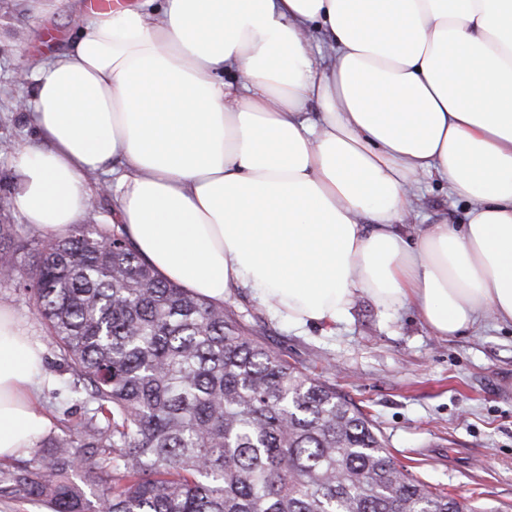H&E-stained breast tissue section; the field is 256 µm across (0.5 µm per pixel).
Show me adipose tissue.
Segmentation results:
<instances>
[{"label":"adipose tissue","mask_w":512,"mask_h":512,"mask_svg":"<svg viewBox=\"0 0 512 512\" xmlns=\"http://www.w3.org/2000/svg\"><path fill=\"white\" fill-rule=\"evenodd\" d=\"M76 24L17 52L39 142L10 205L38 235L79 223L116 162L137 250L209 301L244 287L299 331L361 296L441 337L512 325V0H139ZM429 180L466 223H413ZM41 364L1 305L0 458L50 427Z\"/></svg>","instance_id":"adipose-tissue-1"}]
</instances>
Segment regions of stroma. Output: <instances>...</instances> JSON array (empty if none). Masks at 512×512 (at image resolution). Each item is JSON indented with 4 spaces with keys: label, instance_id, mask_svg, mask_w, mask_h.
Instances as JSON below:
<instances>
[{
    "label": "stroma",
    "instance_id": "1",
    "mask_svg": "<svg viewBox=\"0 0 512 512\" xmlns=\"http://www.w3.org/2000/svg\"><path fill=\"white\" fill-rule=\"evenodd\" d=\"M36 20L26 0H0V194L13 193L16 145L36 132L14 102L30 83L17 82L15 52ZM420 224L465 221V201L445 185L424 183L414 202ZM10 307L43 350L39 406L54 422L51 436L78 428L82 408L54 397L63 378L56 348L28 294L0 280ZM224 311L250 325L271 350L329 381L361 406L389 452L408 473L486 512H512V327L486 323L452 338L433 336L416 311L386 313L359 298L333 330L289 329L248 289H230Z\"/></svg>",
    "mask_w": 512,
    "mask_h": 512
}]
</instances>
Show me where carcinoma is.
<instances>
[{
    "label": "carcinoma",
    "mask_w": 512,
    "mask_h": 512,
    "mask_svg": "<svg viewBox=\"0 0 512 512\" xmlns=\"http://www.w3.org/2000/svg\"><path fill=\"white\" fill-rule=\"evenodd\" d=\"M0 195V267L57 348L81 432L52 439L0 493L49 512H476L404 471L367 414L243 322L161 278L121 224L46 240ZM74 448H110L78 457Z\"/></svg>",
    "instance_id": "carcinoma-1"
}]
</instances>
